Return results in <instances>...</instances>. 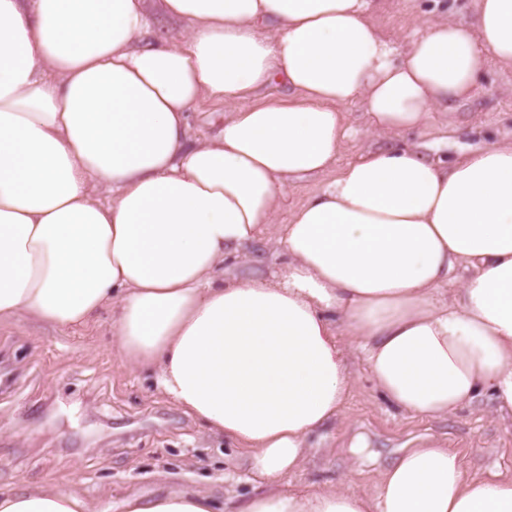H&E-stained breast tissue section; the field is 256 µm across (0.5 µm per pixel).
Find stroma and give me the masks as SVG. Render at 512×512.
<instances>
[{
    "label": "stroma",
    "instance_id": "stroma-1",
    "mask_svg": "<svg viewBox=\"0 0 512 512\" xmlns=\"http://www.w3.org/2000/svg\"><path fill=\"white\" fill-rule=\"evenodd\" d=\"M382 32L396 46L421 28L432 11L473 24L472 0H374ZM354 134L339 164L368 148L417 142L404 131L374 138L365 132L361 103L345 108ZM447 124L431 138L439 155L465 146L512 141V69L485 61L471 94L450 104ZM112 311L88 325L57 330L17 318L0 322V490L52 483L79 491L96 512H119L130 492L153 494L168 487L203 489L216 498L250 492L234 481L238 459L224 439L161 395L155 377L128 367L113 349ZM356 387L343 414L313 442L326 454L294 478V485L346 481L369 488L401 449L433 439L456 451L468 472L512 474V418L491 411L488 399L444 419L404 414L375 388L361 361H353ZM367 446L353 455L350 443Z\"/></svg>",
    "mask_w": 512,
    "mask_h": 512
}]
</instances>
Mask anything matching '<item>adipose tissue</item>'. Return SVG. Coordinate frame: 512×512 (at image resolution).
<instances>
[{
	"label": "adipose tissue",
	"mask_w": 512,
	"mask_h": 512,
	"mask_svg": "<svg viewBox=\"0 0 512 512\" xmlns=\"http://www.w3.org/2000/svg\"><path fill=\"white\" fill-rule=\"evenodd\" d=\"M474 5L475 27L437 15L400 52L372 0H0V321L66 330L111 308L122 359L223 436L253 488L222 505L132 493L124 512H512V476L467 474L434 441L372 494L290 487L343 410L352 345L406 414L487 396L512 416V144L436 160L422 141L335 167L345 106L363 103L371 134L423 133L484 56L512 66V0ZM275 83L287 96L258 100ZM204 99L232 110L194 138ZM332 169L277 224L289 182ZM272 230L279 278L221 277ZM0 512L92 507L46 485L0 491Z\"/></svg>",
	"instance_id": "ef3b65f1"
}]
</instances>
